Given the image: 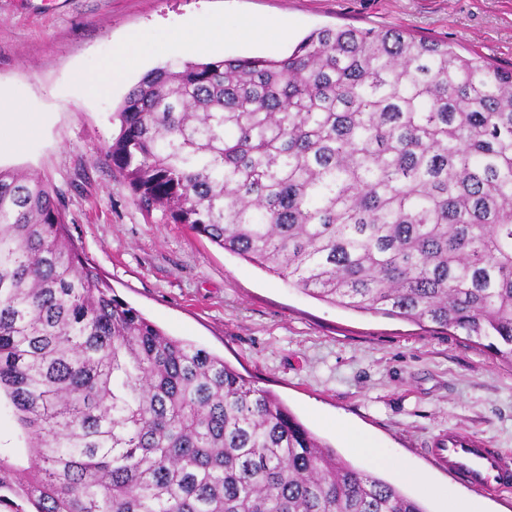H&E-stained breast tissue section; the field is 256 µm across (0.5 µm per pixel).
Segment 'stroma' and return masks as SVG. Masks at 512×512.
I'll return each mask as SVG.
<instances>
[{"label":"stroma","instance_id":"stroma-1","mask_svg":"<svg viewBox=\"0 0 512 512\" xmlns=\"http://www.w3.org/2000/svg\"><path fill=\"white\" fill-rule=\"evenodd\" d=\"M209 14L284 24L290 38L215 42L212 56L281 59L322 27L395 29L448 43L512 70V0H0V106L38 119L24 151L0 166L38 173L59 193L75 244L115 293L168 335L221 355L355 467L400 486L426 512L446 505L347 448L357 428L385 454L478 512H512V493L482 494L425 450L448 432L512 454V367L460 329L434 330L311 298L161 212H146L105 152L114 113L148 71L179 60L168 46L99 94L96 73L117 45L158 38Z\"/></svg>","mask_w":512,"mask_h":512}]
</instances>
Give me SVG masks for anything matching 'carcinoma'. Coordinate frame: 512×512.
Listing matches in <instances>:
<instances>
[{"instance_id":"1","label":"carcinoma","mask_w":512,"mask_h":512,"mask_svg":"<svg viewBox=\"0 0 512 512\" xmlns=\"http://www.w3.org/2000/svg\"><path fill=\"white\" fill-rule=\"evenodd\" d=\"M106 155L138 204L337 307L512 365V71L396 30L148 72ZM0 512H425L224 358L167 335L0 168ZM20 434L11 409L6 407L3 402L0 408V440L2 442L7 440L10 446H23V442L19 438Z\"/></svg>"}]
</instances>
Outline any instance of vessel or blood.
Here are the masks:
<instances>
[{"label": "vessel or blood", "instance_id": "b4317fda", "mask_svg": "<svg viewBox=\"0 0 512 512\" xmlns=\"http://www.w3.org/2000/svg\"><path fill=\"white\" fill-rule=\"evenodd\" d=\"M432 462L482 493L512 491V456L487 447L477 437L449 433L427 450Z\"/></svg>", "mask_w": 512, "mask_h": 512}]
</instances>
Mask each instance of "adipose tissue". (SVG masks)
<instances>
[{"mask_svg":"<svg viewBox=\"0 0 512 512\" xmlns=\"http://www.w3.org/2000/svg\"><path fill=\"white\" fill-rule=\"evenodd\" d=\"M287 34V28L280 25L267 26L242 19L236 25L228 27L203 15L191 25L170 31L168 37L170 40L178 42L184 56L191 57L207 51L218 37L226 41H235L249 36L279 40L285 38ZM345 436L360 453L373 458L376 465L398 471L403 480L417 484L423 493L447 500L449 512H471L470 501L458 498L449 488L434 484L419 473L402 469L396 459L384 455L379 449L366 445L362 436L353 430H346Z\"/></svg>","mask_w":512,"mask_h":512,"instance_id":"1","label":"adipose tissue"}]
</instances>
